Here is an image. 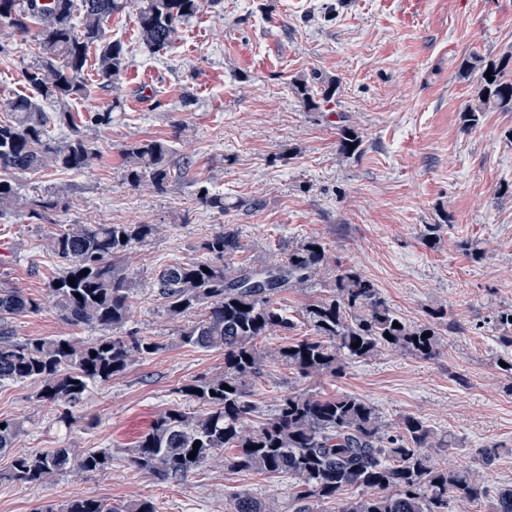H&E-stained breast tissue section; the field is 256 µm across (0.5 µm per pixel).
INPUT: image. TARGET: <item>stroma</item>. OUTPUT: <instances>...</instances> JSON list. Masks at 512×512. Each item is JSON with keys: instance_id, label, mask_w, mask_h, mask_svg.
Wrapping results in <instances>:
<instances>
[{"instance_id": "1", "label": "stroma", "mask_w": 512, "mask_h": 512, "mask_svg": "<svg viewBox=\"0 0 512 512\" xmlns=\"http://www.w3.org/2000/svg\"><path fill=\"white\" fill-rule=\"evenodd\" d=\"M108 36L129 50L117 86L89 73L74 118L111 111L94 134L98 153L82 171H18L22 193L61 201L42 221L0 215V287L22 289L41 310L13 319L17 339L72 336L89 341L92 327L61 320L48 294L64 265L49 243L61 224H160L163 232L138 246L123 266L133 282L124 336H149L161 346L93 386L74 422L61 406L39 398L31 382L0 386V417L20 420L16 452L105 448L112 464L78 478L61 476L34 487L0 482V512H38L76 496L108 503L153 500L159 512H229L246 491L287 507L294 491L285 476L207 464L181 482H163L128 462V450L153 418L174 405L197 410L180 387L224 369V354L180 344L182 325L168 318L152 288L163 266L198 261L200 242L228 226L244 249L238 263L280 258L316 237L334 261L355 266L388 304L414 323L445 308L450 326L441 355L425 360L384 351L353 361L334 377L303 378L268 363L252 385L266 422L278 399L293 391L318 397L349 393L373 404L397 426L413 415L438 445L439 467L476 471L494 488L512 487V375L493 317L512 305V112L485 113L466 130L460 115L474 100L477 74H458L464 56L479 54L512 77V0H208L178 28L163 53L137 37L134 9L110 17ZM39 56L36 40L19 36L0 53V122L8 100L26 94L23 73ZM336 93L310 109L297 88ZM359 129L361 154L336 151L337 128ZM164 139L172 147L164 190L125 181L128 146ZM223 195L226 209L201 204L200 188ZM439 225L429 238V225ZM481 251L473 259L462 243ZM322 284L290 288L276 299L294 329L263 340L274 348L310 330L302 309ZM494 450L485 462L486 450Z\"/></svg>"}]
</instances>
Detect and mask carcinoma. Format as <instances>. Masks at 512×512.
<instances>
[{"label":"carcinoma","instance_id":"1","mask_svg":"<svg viewBox=\"0 0 512 512\" xmlns=\"http://www.w3.org/2000/svg\"><path fill=\"white\" fill-rule=\"evenodd\" d=\"M137 4L139 40L155 54L170 47L178 26L194 17L204 0H0V52L10 40L35 32L39 60L25 71L30 93L7 103L11 119L0 123V214L21 213L42 219L58 206L51 196L22 194L10 176L17 171L62 168L82 170L95 157L89 133L76 130L58 142L48 131L50 118L38 105L56 106L57 121L74 124L69 101L85 92V71L95 51L98 75L107 82L127 67V50L106 36L110 16ZM479 72L476 98L462 113L463 126L479 124L486 112H512V81L503 78L493 61L474 53L463 58L459 73ZM493 80H488V77ZM362 139L352 127L338 129L337 151L360 153ZM168 141L149 140L125 152V180L138 186L147 178L158 190L170 179ZM159 232L155 224H70L51 239L65 264L49 292L61 319L72 326H92L102 336L79 341L72 336L19 340L11 329L15 317L39 311V305L19 288H0V385L33 382L39 398L67 412L60 420L71 424L68 410L81 405L90 386L106 383L134 361L156 354L161 345L148 336L126 340L112 335L132 314V283L119 269L131 250ZM210 259L174 263L160 269L152 287L176 320L192 309L202 318L179 332L184 345L224 352V371L190 380L180 388L201 411L180 405L158 414L130 450L133 467L163 481L179 482L203 465L220 461L230 469L281 474L293 480L291 512H319L336 502V512H448V494L471 503L495 500L494 512H512V488L495 489L465 469L435 467L425 448L434 434L417 417L404 418L399 431H388L375 406L357 396L340 393L314 398L290 392L281 398L268 421L247 426L256 406L249 387L269 361L280 362L302 377L335 376L345 364L380 352L403 351L434 359L446 346L443 319L412 323L380 295L375 284L351 266H336L327 294L303 309L310 336L271 350L258 346L268 336L293 328L274 295L304 288L331 266L329 248L318 238L288 249L287 256L254 265H237L243 249L237 235L224 227L200 244ZM208 271H203V268ZM89 273L84 274L82 270ZM400 327H393V323ZM499 340L512 346V306L496 312ZM429 337L422 338L424 333ZM392 339H387L385 334ZM360 343L354 348L352 344ZM228 385L225 390L222 385ZM23 431L15 419L0 418V454L13 450ZM195 458H188L194 443ZM102 458H97V455ZM112 454L106 449L50 448L13 457L0 480L21 486L40 485L61 475L78 476L106 470ZM356 489L360 496L342 498ZM61 512H158L155 503L137 499L109 505L91 497L68 500ZM230 512H280L273 502L236 493Z\"/></svg>","mask_w":512,"mask_h":512}]
</instances>
